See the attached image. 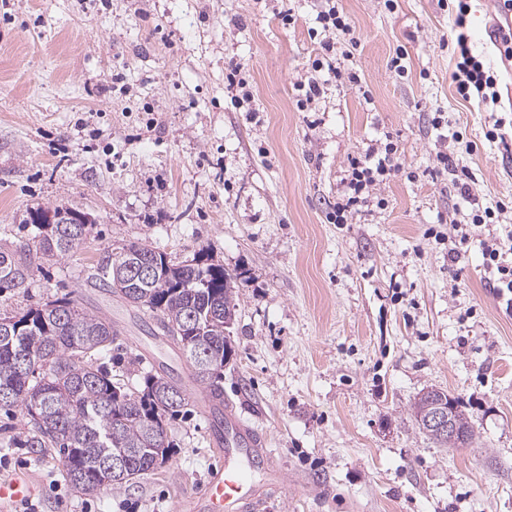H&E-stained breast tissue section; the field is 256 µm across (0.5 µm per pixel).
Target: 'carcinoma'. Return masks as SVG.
<instances>
[{
	"mask_svg": "<svg viewBox=\"0 0 512 512\" xmlns=\"http://www.w3.org/2000/svg\"><path fill=\"white\" fill-rule=\"evenodd\" d=\"M28 223L37 230L33 244L0 251V283L18 290L28 287L34 268L78 249L88 233L86 224L47 223L41 207L29 212ZM141 251L152 254L163 275L142 289L137 308L178 347L197 386L224 399V366L234 354L224 313L236 314L237 275L204 248L175 263L145 242H129L108 251L87 283L126 297L112 283V266ZM213 309L221 316L210 323ZM191 311L201 319L195 334L182 330ZM1 320L8 327L0 325V409L28 419L27 447L56 449L69 482L87 494L123 485L112 477L117 454L139 476L166 462V419L187 405L185 391L165 373H148L135 391L112 381L97 364L117 339L112 323L67 297Z\"/></svg>",
	"mask_w": 512,
	"mask_h": 512,
	"instance_id": "obj_1",
	"label": "carcinoma"
}]
</instances>
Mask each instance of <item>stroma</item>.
I'll list each match as a JSON object with an SVG mask.
<instances>
[{
    "label": "stroma",
    "instance_id": "35a3bbf8",
    "mask_svg": "<svg viewBox=\"0 0 512 512\" xmlns=\"http://www.w3.org/2000/svg\"><path fill=\"white\" fill-rule=\"evenodd\" d=\"M492 2L470 0L467 30L497 103L457 94L438 0H337L359 44L335 35L343 76L302 112L294 85L320 51L321 0H0V250L31 242L29 209L92 219L80 249L26 289L0 288V314L76 298L118 331L113 381L135 390L163 366L189 393L178 349L87 277L110 246L143 241L175 262L207 248L238 275L224 398L287 479L270 512H512V308L477 246L511 231L512 214L475 228L454 261L429 234L471 211L451 175L430 176L440 151L475 173L480 203L512 199V62L488 31ZM233 62L252 110L230 101ZM438 111L476 151L441 136ZM497 121L505 140L492 143ZM388 135L400 172L331 223L350 159ZM428 389L459 400L469 445L419 429L412 405ZM27 433L0 409V478L33 474L40 512H179L219 463L192 403L168 422L165 464L92 494L57 454L23 447Z\"/></svg>",
    "mask_w": 512,
    "mask_h": 512
}]
</instances>
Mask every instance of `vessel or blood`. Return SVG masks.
<instances>
[{"label": "vessel or blood", "mask_w": 512, "mask_h": 512, "mask_svg": "<svg viewBox=\"0 0 512 512\" xmlns=\"http://www.w3.org/2000/svg\"><path fill=\"white\" fill-rule=\"evenodd\" d=\"M195 403L204 417L224 421V446L220 450L224 463L212 470L198 496L187 500V512H262L266 498L284 488L281 472L267 452L265 435L244 421L232 405L219 406L200 395ZM258 461L267 469L261 482L253 477V465ZM35 493L36 486L29 477L0 479V512Z\"/></svg>", "instance_id": "1"}]
</instances>
